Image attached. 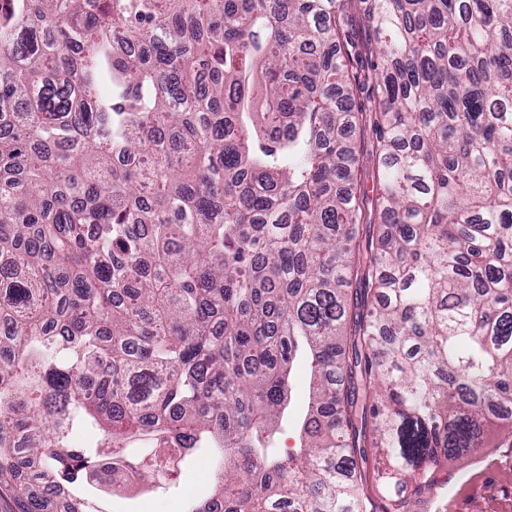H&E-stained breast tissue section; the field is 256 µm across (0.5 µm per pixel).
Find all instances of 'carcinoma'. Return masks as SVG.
Segmentation results:
<instances>
[{
	"instance_id": "cac0c4a2",
	"label": "carcinoma",
	"mask_w": 512,
	"mask_h": 512,
	"mask_svg": "<svg viewBox=\"0 0 512 512\" xmlns=\"http://www.w3.org/2000/svg\"><path fill=\"white\" fill-rule=\"evenodd\" d=\"M0 0V495L103 512H386L512 409V0ZM377 232L360 237V225ZM309 353L300 447L273 448ZM100 427L103 439L78 434ZM145 438L152 462L131 449ZM356 136L358 141L361 143V148L363 150V154L360 158V163L358 164L355 170V178L361 186L362 190L364 189L368 192V204L366 206L367 213L372 209V197L373 203L375 202V191L373 193V186L375 182V169L373 166V162H371V153L373 150V145L376 144L375 133L370 126L361 125V130H357ZM214 457L213 448H202L189 459L177 482L156 476L153 489L141 485H110L102 496V506L111 512H183L187 502L210 493Z\"/></svg>"
}]
</instances>
